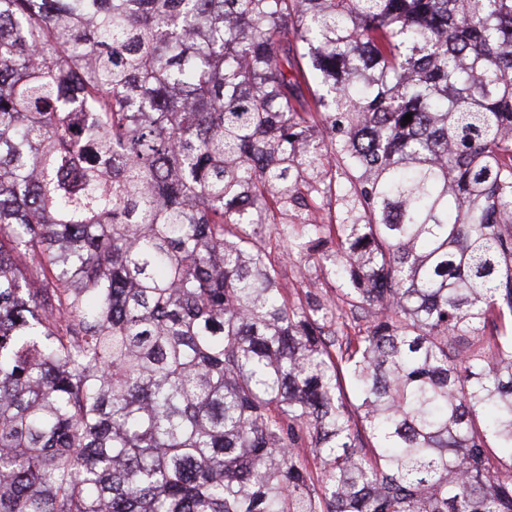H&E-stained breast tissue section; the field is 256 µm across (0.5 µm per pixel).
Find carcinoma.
Here are the masks:
<instances>
[{"mask_svg":"<svg viewBox=\"0 0 512 512\" xmlns=\"http://www.w3.org/2000/svg\"><path fill=\"white\" fill-rule=\"evenodd\" d=\"M0 512H512V0H0ZM305 270L308 275V281L302 279L300 271ZM284 279L283 282L288 287V293L292 292L293 289H297L302 298H305V294L309 291L314 294H318L324 298L338 300V296L341 294L339 284L331 278H323V276L317 277L313 271L308 272L307 266L304 268L295 258L287 259L284 261Z\"/></svg>","mask_w":512,"mask_h":512,"instance_id":"obj_1","label":"carcinoma"}]
</instances>
